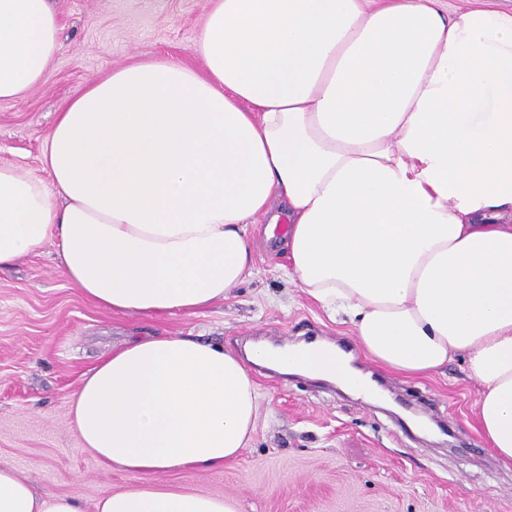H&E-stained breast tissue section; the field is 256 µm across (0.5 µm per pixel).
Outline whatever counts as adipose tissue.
<instances>
[{
	"mask_svg": "<svg viewBox=\"0 0 512 512\" xmlns=\"http://www.w3.org/2000/svg\"><path fill=\"white\" fill-rule=\"evenodd\" d=\"M193 51L150 59L65 101L48 178L0 164V270L54 242L81 294L117 314H193L251 275L250 229L290 227L289 274L363 354L422 377L463 358L479 431L512 464V10L446 0H212ZM50 0H0V100L49 78ZM263 364L352 384L336 350L247 355L183 336L114 349L71 400L104 469L93 512H238L159 473L236 460ZM0 512H86L0 465Z\"/></svg>",
	"mask_w": 512,
	"mask_h": 512,
	"instance_id": "1",
	"label": "adipose tissue"
}]
</instances>
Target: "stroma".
Masks as SVG:
<instances>
[{"mask_svg": "<svg viewBox=\"0 0 512 512\" xmlns=\"http://www.w3.org/2000/svg\"><path fill=\"white\" fill-rule=\"evenodd\" d=\"M63 48L48 81L0 101V163L42 174L45 139L64 101L112 70L146 58L202 68L193 46L210 0H51ZM255 267L229 299L194 315L155 318L98 307L72 288L53 244L0 272V462L37 491L93 503L138 474L104 471L84 451L70 400L85 374L135 336H200L243 350L251 338L352 339L287 275L280 240L251 227ZM393 407L335 382L255 372L261 398L249 448L223 469L159 474L234 499L238 512H512V467L476 425L480 385L462 360L430 377L382 371Z\"/></svg>", "mask_w": 512, "mask_h": 512, "instance_id": "stroma-1", "label": "stroma"}]
</instances>
